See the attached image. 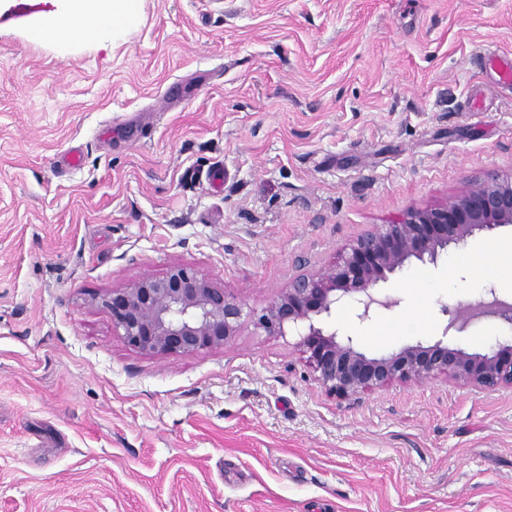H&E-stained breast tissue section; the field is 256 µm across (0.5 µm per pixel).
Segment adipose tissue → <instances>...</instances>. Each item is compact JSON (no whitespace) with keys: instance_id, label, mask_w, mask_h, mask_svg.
I'll return each mask as SVG.
<instances>
[{"instance_id":"adipose-tissue-1","label":"adipose tissue","mask_w":512,"mask_h":512,"mask_svg":"<svg viewBox=\"0 0 512 512\" xmlns=\"http://www.w3.org/2000/svg\"><path fill=\"white\" fill-rule=\"evenodd\" d=\"M137 14V0H70L65 21L51 22L49 28L69 37H104L132 26Z\"/></svg>"}]
</instances>
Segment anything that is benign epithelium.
Returning a JSON list of instances; mask_svg holds the SVG:
<instances>
[{
	"instance_id": "7a95c632",
	"label": "benign epithelium",
	"mask_w": 512,
	"mask_h": 512,
	"mask_svg": "<svg viewBox=\"0 0 512 512\" xmlns=\"http://www.w3.org/2000/svg\"><path fill=\"white\" fill-rule=\"evenodd\" d=\"M512 224V176H491L455 202L412 209L398 224L359 236L332 266L294 278L256 317L270 336L290 330L315 379L339 398L358 397L393 382L438 377L495 391L512 387V339L497 340L485 353H469L444 340L410 343L388 354L369 355L350 336L324 322L336 305L352 301L361 323L397 300L376 285L411 260L435 262L475 232ZM102 305L112 328L147 356H186L222 349L237 336L244 309L200 271L173 266L161 276H143L109 292ZM486 312L512 326V304L494 300ZM449 326L463 330L473 314L445 305Z\"/></svg>"
}]
</instances>
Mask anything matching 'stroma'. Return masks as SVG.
Instances as JSON below:
<instances>
[{"label":"stroma","instance_id":"stroma-1","mask_svg":"<svg viewBox=\"0 0 512 512\" xmlns=\"http://www.w3.org/2000/svg\"><path fill=\"white\" fill-rule=\"evenodd\" d=\"M0 0V512H512V387L329 395L252 312L409 210L512 175V0H140L137 26L33 29ZM78 152V167L63 164ZM479 231L330 321L371 354L486 352ZM186 265L243 304L225 348L144 356L93 296ZM426 276L420 323L382 343ZM493 287V286H492Z\"/></svg>","mask_w":512,"mask_h":512}]
</instances>
